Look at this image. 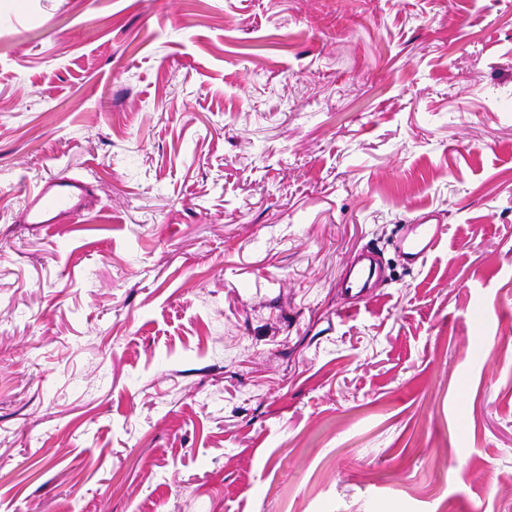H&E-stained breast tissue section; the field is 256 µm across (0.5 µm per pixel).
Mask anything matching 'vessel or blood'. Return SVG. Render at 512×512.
<instances>
[{"label":"vessel or blood","instance_id":"1","mask_svg":"<svg viewBox=\"0 0 512 512\" xmlns=\"http://www.w3.org/2000/svg\"><path fill=\"white\" fill-rule=\"evenodd\" d=\"M87 181L59 172L49 175L39 187L26 194L19 214L25 224H60L71 215L87 213L90 202ZM442 240L441 219L436 212L423 211L407 219L396 247L409 264L433 252Z\"/></svg>","mask_w":512,"mask_h":512}]
</instances>
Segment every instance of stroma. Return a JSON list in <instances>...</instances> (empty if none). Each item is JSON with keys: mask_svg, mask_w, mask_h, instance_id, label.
Instances as JSON below:
<instances>
[{"mask_svg": "<svg viewBox=\"0 0 512 512\" xmlns=\"http://www.w3.org/2000/svg\"><path fill=\"white\" fill-rule=\"evenodd\" d=\"M0 512H512V0H0ZM89 183L68 173L51 174L26 194L19 214L23 224L49 227L63 224L71 215L89 212ZM441 223L440 216L434 211H421L405 221L396 248L407 263L416 264L439 246L442 240ZM365 270L366 274L362 275L361 271ZM379 276V270L375 263L370 262L366 267L361 268L352 280L347 281L346 290L355 291L358 298L368 297L374 277Z\"/></svg>", "mask_w": 512, "mask_h": 512, "instance_id": "35a3bbf8", "label": "stroma"}]
</instances>
